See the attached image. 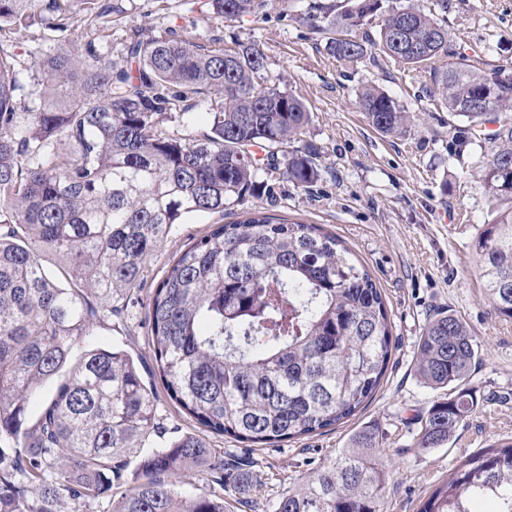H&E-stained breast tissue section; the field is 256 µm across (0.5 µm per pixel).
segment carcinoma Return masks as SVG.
Returning a JSON list of instances; mask_svg holds the SVG:
<instances>
[{"label": "carcinoma", "instance_id": "cac0c4a2", "mask_svg": "<svg viewBox=\"0 0 512 512\" xmlns=\"http://www.w3.org/2000/svg\"><path fill=\"white\" fill-rule=\"evenodd\" d=\"M213 18L240 21L257 0H210ZM339 22L354 31L327 41L358 63L374 49L411 70H429L448 111L474 138L492 141L478 169L506 207L479 234L484 290L496 316L512 319V122L481 127L512 112V75L448 57V31L435 10L448 0H355ZM384 11L378 39L355 32ZM79 14L97 30L112 26L101 0H0V31L34 25L65 33ZM128 67L65 51L42 61L40 103L24 94L18 55L0 44V512H69L125 484L129 457L158 430L153 393L123 350L75 345L128 304L146 260L196 213L224 215L265 193L261 174L308 188L319 179L317 148L302 139L304 102L266 80L267 58L254 44L227 51L172 38L167 29L135 35ZM375 130L403 136L419 119L374 87L358 95ZM204 108L208 131L184 122ZM178 122L166 131L160 118ZM72 142L61 155L54 142ZM300 146L288 150L292 143ZM265 150L255 158L251 147ZM55 257L61 276L46 272ZM144 325L162 383L206 431L277 445L336 426L372 398L395 342L382 293L364 265L316 224L259 209L192 238L172 260L146 304ZM480 358L470 326L438 313L416 343L415 372L431 389L457 394L419 417L415 448L448 442L475 408L463 388ZM59 379L27 426L31 400ZM379 432H357L275 512H385L386 469ZM69 467L58 468L62 456ZM208 457L195 435L172 439L144 457L134 486L112 512H224L221 497L179 493L171 478ZM420 512H512V443L462 461Z\"/></svg>", "mask_w": 512, "mask_h": 512}]
</instances>
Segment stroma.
Here are the masks:
<instances>
[{
  "label": "stroma",
  "mask_w": 512,
  "mask_h": 512,
  "mask_svg": "<svg viewBox=\"0 0 512 512\" xmlns=\"http://www.w3.org/2000/svg\"><path fill=\"white\" fill-rule=\"evenodd\" d=\"M110 2L112 26L102 31L78 26L59 37L34 26L0 34L25 59L26 91H34L39 65L53 50L80 55L91 42L121 67L126 40L160 27L203 46L232 35L259 46L268 59L269 79L309 108L307 137L319 148L321 169L319 180L308 188L294 186L280 171H266L260 204L268 214L319 225L342 240L380 288L396 338L381 387L348 422L274 447H249L229 436L204 434L225 469L239 459H253L250 483L217 487L211 470L202 465L176 477V488L206 497L222 492L224 512H274L283 494L370 426L383 436L386 512H419L463 457L512 440V320L494 314L476 252L479 233L496 217L495 202L476 167L490 143L463 136L465 120L432 98L427 73L380 54L354 66L337 60L326 48V34L304 18L310 0H270L259 14L231 24L211 18L208 0ZM438 19L469 64L512 71V0H448ZM371 84L419 113L406 136H385L368 124L357 94ZM215 222L214 215L201 213L176 225L146 261L124 319L97 328L90 340L91 346H113L131 355L155 394L160 431L143 443L144 455L160 448L164 439L199 433L195 421L168 396L141 320L144 304L173 257ZM443 311L465 320L481 345V358L465 387L482 405L444 446L415 448L411 438L418 415L454 394L450 387L427 388L414 375L415 342L429 319Z\"/></svg>",
  "instance_id": "35a3bbf8"
}]
</instances>
